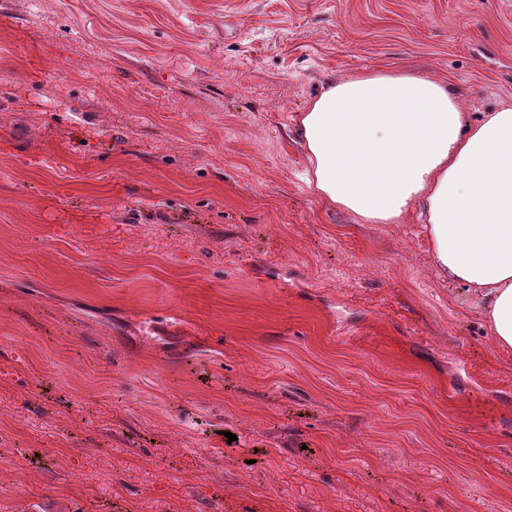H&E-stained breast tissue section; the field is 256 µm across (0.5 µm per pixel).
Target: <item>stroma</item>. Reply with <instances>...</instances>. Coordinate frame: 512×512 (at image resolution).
Segmentation results:
<instances>
[{"label":"stroma","instance_id":"1","mask_svg":"<svg viewBox=\"0 0 512 512\" xmlns=\"http://www.w3.org/2000/svg\"><path fill=\"white\" fill-rule=\"evenodd\" d=\"M377 70L512 105V0H0V512H512V353L302 179Z\"/></svg>","mask_w":512,"mask_h":512}]
</instances>
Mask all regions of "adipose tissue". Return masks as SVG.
<instances>
[{"label": "adipose tissue", "instance_id": "ef3b65f1", "mask_svg": "<svg viewBox=\"0 0 512 512\" xmlns=\"http://www.w3.org/2000/svg\"><path fill=\"white\" fill-rule=\"evenodd\" d=\"M313 193L364 224L418 208L437 269L469 288L512 352V105L465 122L451 87L411 73L329 81L296 126Z\"/></svg>", "mask_w": 512, "mask_h": 512}]
</instances>
